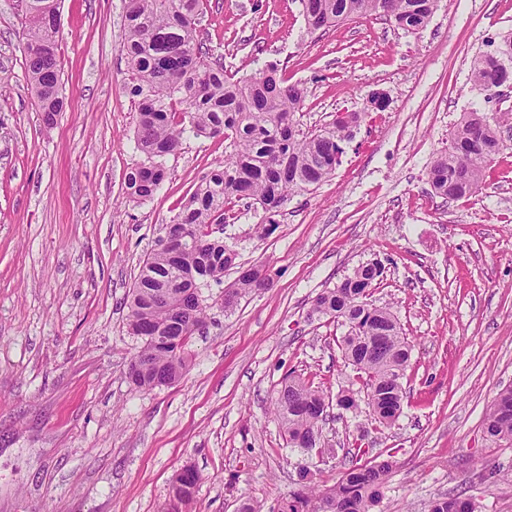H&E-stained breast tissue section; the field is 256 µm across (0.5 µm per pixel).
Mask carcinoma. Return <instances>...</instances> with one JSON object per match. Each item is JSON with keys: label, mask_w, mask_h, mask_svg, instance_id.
Here are the masks:
<instances>
[{"label": "carcinoma", "mask_w": 512, "mask_h": 512, "mask_svg": "<svg viewBox=\"0 0 512 512\" xmlns=\"http://www.w3.org/2000/svg\"><path fill=\"white\" fill-rule=\"evenodd\" d=\"M438 0H300L310 32L324 30L356 17L376 16L387 24L415 33L427 26ZM25 68L43 121L51 125L63 110L60 93L58 0H21ZM203 0H126L123 52L138 98L136 144L143 161L127 175L133 199L150 200L166 178L165 159L175 154L184 134L224 138V162L201 180L182 204L170 230L172 245L159 246L144 262L127 299V326L142 345L135 359L143 371L131 378L140 389L176 381L188 370L187 346L204 323L208 305L201 290L222 283L224 270L236 253L211 239L207 229L224 223L239 202L250 200L266 214L265 233L288 199L316 187L340 163L344 145L363 113L342 112L312 132L299 128L304 89L289 84L278 65L268 64L249 77L224 70L198 40ZM471 76L486 91L512 81V36L472 60ZM502 117L472 111L454 128L448 148L432 162L429 177L437 195L458 200L475 194L488 165L505 149L498 134ZM384 276V266L366 263L339 286L319 294L313 312L347 328L339 341L344 359L353 366V383L360 386L374 422L389 425L402 412L403 379L411 345L396 314L369 301L368 287ZM268 281L262 269L239 271L224 289V311H232L242 296ZM337 404L357 408L347 395H330L314 381L288 377L275 391V415L289 448L309 451L320 442L319 423L326 409ZM487 434L512 441V388L500 391L484 417ZM357 449L339 480L319 488L300 469L298 487L288 493L277 512H370L391 469L387 460H362ZM200 473L186 467L169 485L161 512H188ZM430 512H474L461 497L437 500Z\"/></svg>", "instance_id": "cac0c4a2"}]
</instances>
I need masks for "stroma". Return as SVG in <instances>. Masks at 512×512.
Listing matches in <instances>:
<instances>
[{
  "label": "stroma",
  "mask_w": 512,
  "mask_h": 512,
  "mask_svg": "<svg viewBox=\"0 0 512 512\" xmlns=\"http://www.w3.org/2000/svg\"><path fill=\"white\" fill-rule=\"evenodd\" d=\"M200 35L226 70L278 64L304 90L303 131L365 111L341 163L292 196L277 228L240 205L214 235L259 266L269 288L231 312L212 306L178 382L136 388L140 344L127 295L164 227L224 157L223 138L185 134L153 199L127 193L141 163L137 99L122 53L124 0H60L65 100L44 125L25 70L18 0H0V512H159L183 466L202 475L191 512H274L299 466L326 488L354 443L393 462L372 512H429L461 496L476 512H512V442L486 435L485 413L512 387V121L475 195L436 196L430 164L465 113H512V87L486 101L473 57L512 32V0H438L419 33L375 17L309 32L299 0H204ZM385 110L366 112L373 91ZM371 299L398 316L411 346L399 418L331 406L321 442L286 447L271 413L288 374L351 390L344 326L315 297L372 260Z\"/></svg>",
  "instance_id": "35a3bbf8"
}]
</instances>
